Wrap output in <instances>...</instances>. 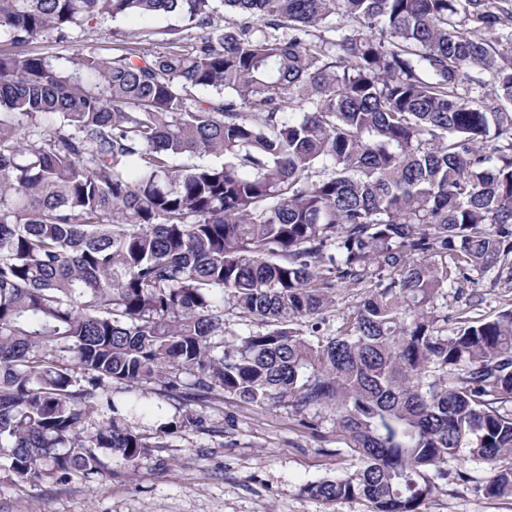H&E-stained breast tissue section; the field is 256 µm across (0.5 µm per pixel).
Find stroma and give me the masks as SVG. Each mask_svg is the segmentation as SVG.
I'll list each match as a JSON object with an SVG mask.
<instances>
[{
	"label": "stroma",
	"mask_w": 512,
	"mask_h": 512,
	"mask_svg": "<svg viewBox=\"0 0 512 512\" xmlns=\"http://www.w3.org/2000/svg\"><path fill=\"white\" fill-rule=\"evenodd\" d=\"M171 28L180 32V49L195 46L199 30L168 16L147 22L104 18L63 37L35 40L30 48L53 60L78 49L108 54L122 40L163 51ZM464 308L475 317L512 308V274L494 270L445 289L434 313L453 317ZM150 403L171 417L192 409L203 424L174 435L139 466L109 456L110 477L90 483L18 487L0 471V512H373L363 498L327 502L304 491L307 484L363 466L330 409L301 410L288 402L260 407L229 395L187 402L160 389ZM448 468L455 479L438 481L423 512H512V498L484 491L489 464L463 450Z\"/></svg>",
	"instance_id": "stroma-1"
}]
</instances>
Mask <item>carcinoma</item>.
Listing matches in <instances>:
<instances>
[{"label": "carcinoma", "instance_id": "carcinoma-1", "mask_svg": "<svg viewBox=\"0 0 512 512\" xmlns=\"http://www.w3.org/2000/svg\"><path fill=\"white\" fill-rule=\"evenodd\" d=\"M511 1L0 0L16 47L106 17L205 31L190 52H0L10 479L90 482L168 447L191 411L148 438L116 398L159 385L332 410L364 465L314 498L422 512L462 448L512 498V309L451 332L431 312L512 256ZM338 286L368 297L314 342L295 324ZM226 307L260 329L224 342Z\"/></svg>", "mask_w": 512, "mask_h": 512}]
</instances>
